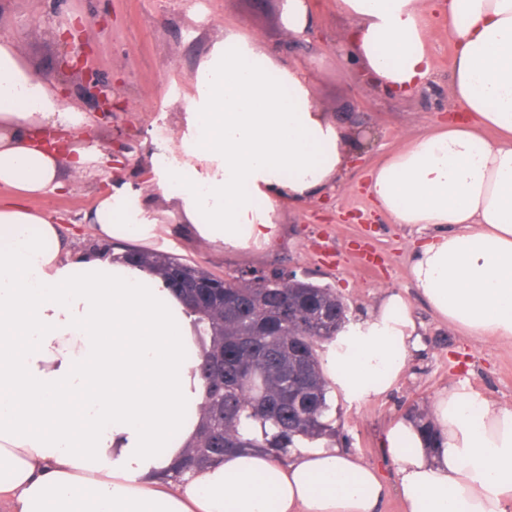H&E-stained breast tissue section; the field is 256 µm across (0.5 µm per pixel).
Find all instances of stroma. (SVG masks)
<instances>
[{"instance_id": "stroma-1", "label": "stroma", "mask_w": 512, "mask_h": 512, "mask_svg": "<svg viewBox=\"0 0 512 512\" xmlns=\"http://www.w3.org/2000/svg\"><path fill=\"white\" fill-rule=\"evenodd\" d=\"M189 2L0 0V35L19 37L28 65L53 86L68 87L69 100L93 119L95 148L108 152L113 163L103 174L55 197L30 199L28 205L51 210L69 228L82 223L102 194H122L131 206H145L147 219L164 224L156 250L226 278L251 271L303 272L310 281L333 288L351 319L368 315L386 291L402 294L421 332V347L412 353L404 377L367 401L351 402L333 393L332 416L338 446L375 464L386 479L389 490L379 512H403L395 467L383 456L391 421L426 412L440 391L453 387L512 404V345L461 335L433 315L409 272L412 246L420 236L417 226L393 223L365 188L368 172L411 136L451 122L458 113L449 96L456 46L448 24L425 13L436 74L421 90L396 95L360 81V66L349 48L351 23L336 0H309V32L300 37L284 27L282 0H207L202 15ZM79 21L96 71L117 103L108 119L100 118L97 101L59 67L66 50L62 35ZM230 30L279 64L303 67L318 105L361 146L333 193L280 203L282 232L270 247L234 253L198 239L190 225L179 221L175 200L155 187V159L167 153L168 136L184 126V102L195 93L193 77Z\"/></svg>"}]
</instances>
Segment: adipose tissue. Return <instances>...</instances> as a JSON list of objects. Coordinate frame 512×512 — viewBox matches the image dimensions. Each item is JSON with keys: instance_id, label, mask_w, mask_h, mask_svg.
<instances>
[{"instance_id": "obj_1", "label": "adipose tissue", "mask_w": 512, "mask_h": 512, "mask_svg": "<svg viewBox=\"0 0 512 512\" xmlns=\"http://www.w3.org/2000/svg\"><path fill=\"white\" fill-rule=\"evenodd\" d=\"M354 25L361 68L387 91L434 76L424 0H338ZM456 45L450 93L461 123L414 137L378 164L367 193L397 224L429 230L411 276L439 320L478 339L512 344V0H449ZM185 103L180 155L159 187L182 184L181 223L231 251L268 246L280 201L336 189L351 138L315 102L296 66H276L236 32L197 72ZM92 126L0 37V505L7 512H378L379 470L336 445L290 449L278 460L233 451L222 462L164 479L196 427L185 407L206 389L186 356L197 338L183 305L143 268L75 260L50 198L105 155L51 149L34 131ZM498 132L491 140L486 130ZM100 238L146 241L156 221L117 196L87 221ZM421 334L407 300L384 293L325 344L321 370L346 399L381 395L403 376ZM428 444L420 420L388 427L407 512H512V406L452 389L433 401Z\"/></svg>"}]
</instances>
